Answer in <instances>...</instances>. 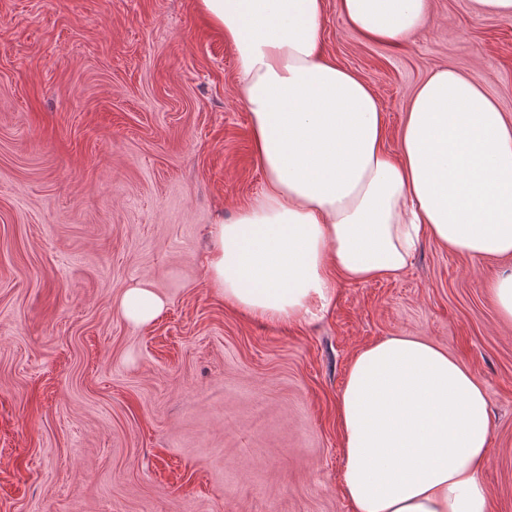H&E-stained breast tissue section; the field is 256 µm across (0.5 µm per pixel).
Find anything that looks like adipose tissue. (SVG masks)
Returning <instances> with one entry per match:
<instances>
[{
  "instance_id": "obj_1",
  "label": "adipose tissue",
  "mask_w": 512,
  "mask_h": 512,
  "mask_svg": "<svg viewBox=\"0 0 512 512\" xmlns=\"http://www.w3.org/2000/svg\"><path fill=\"white\" fill-rule=\"evenodd\" d=\"M429 0H340L363 36L398 44ZM233 46L237 92L265 174L259 194L210 228L205 268L231 305L273 323L322 318L338 280L398 276L428 238L473 258L512 256V118L476 75L438 68L413 91L398 151L381 103L324 58V0H198ZM139 284L119 312L156 319ZM351 512H491L482 471L485 389L448 352L410 336L361 349L337 403Z\"/></svg>"
}]
</instances>
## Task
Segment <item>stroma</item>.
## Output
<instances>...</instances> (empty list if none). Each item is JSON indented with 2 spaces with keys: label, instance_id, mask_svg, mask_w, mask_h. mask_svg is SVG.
Masks as SVG:
<instances>
[{
  "label": "stroma",
  "instance_id": "1",
  "mask_svg": "<svg viewBox=\"0 0 512 512\" xmlns=\"http://www.w3.org/2000/svg\"><path fill=\"white\" fill-rule=\"evenodd\" d=\"M321 44L378 97L389 151L439 67L482 75L512 116V16L472 0H429L397 45L325 0ZM237 70L196 0H0V512H350L337 402L390 336L483 384V479L512 512V324L482 288L511 260L427 239L289 325L210 288L211 224L264 185ZM138 281L166 301L141 327L118 311Z\"/></svg>",
  "mask_w": 512,
  "mask_h": 512
}]
</instances>
